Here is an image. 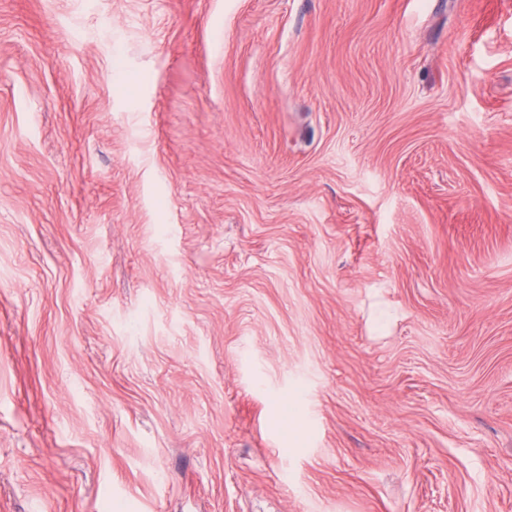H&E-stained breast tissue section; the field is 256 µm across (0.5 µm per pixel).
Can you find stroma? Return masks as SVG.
<instances>
[{
  "label": "stroma",
  "instance_id": "1",
  "mask_svg": "<svg viewBox=\"0 0 512 512\" xmlns=\"http://www.w3.org/2000/svg\"><path fill=\"white\" fill-rule=\"evenodd\" d=\"M0 512H512V0H0Z\"/></svg>",
  "mask_w": 512,
  "mask_h": 512
}]
</instances>
